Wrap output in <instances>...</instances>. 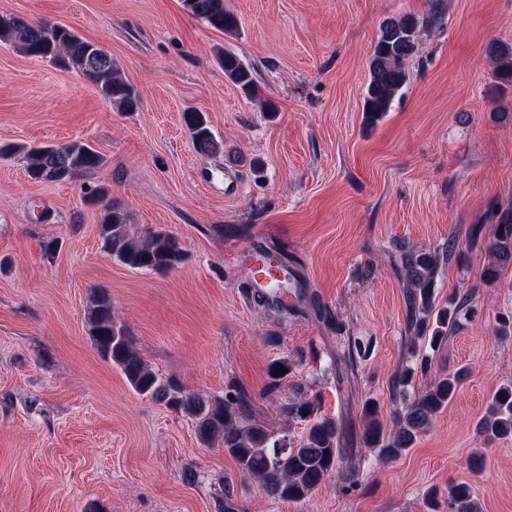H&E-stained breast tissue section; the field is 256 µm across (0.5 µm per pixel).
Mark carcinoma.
Wrapping results in <instances>:
<instances>
[{"instance_id":"1","label":"carcinoma","mask_w":512,"mask_h":512,"mask_svg":"<svg viewBox=\"0 0 512 512\" xmlns=\"http://www.w3.org/2000/svg\"><path fill=\"white\" fill-rule=\"evenodd\" d=\"M183 9L211 28L232 34L238 30L237 16L226 7V0H182ZM434 13L428 17L405 15L382 23L369 65V78L363 92L364 124L373 126L390 111L395 97L409 82L406 62L417 47L420 30L440 22ZM0 46L13 47L52 65L72 70L93 84L100 97L119 112H135L140 98L122 76L112 54L87 41L68 28L34 22L16 15L0 14ZM496 78L512 83V47H489ZM217 63L226 80L253 99L257 87L253 71L229 49L217 54ZM195 150L204 156L224 152V140L217 137L207 117L196 110L182 114ZM0 158H17L27 175L44 183L74 181L101 168L105 159L94 145L71 140L59 145L34 147L24 143L0 144ZM89 201L101 204L98 233L101 245L113 261L133 270L161 271L177 268L185 252L176 236L159 228L133 223L121 200L104 187L89 190ZM495 223L489 244L490 260L483 270L487 284L497 281L501 265L512 261V207L491 211ZM453 249H407L396 260V270L405 288L409 313L404 348L414 357L420 346L440 347L471 304L469 296L438 297V279L444 272ZM85 321L88 334L102 359L117 368L129 386L139 395L162 402L192 419L199 441L206 446L224 448L242 472L259 481L266 493L278 500L302 503L337 471L342 459L341 435L335 420L320 413L319 400L300 397L280 406L285 421L304 423L300 446L290 448L285 436L266 424L248 417L245 397L233 386L224 398L215 399L199 391H188L159 375L135 347L127 326L112 315V300L106 290L89 291ZM285 372L275 375L277 366ZM293 363L283 356L273 360L267 370L266 392L285 383ZM468 371L460 368L436 379L413 399L403 401L394 410L389 424L377 418L374 401L363 405L366 418L361 442L376 450L385 461H394L427 429L434 417L452 401ZM478 434L486 441L512 436V383L500 386L492 396L479 422ZM448 512H478L472 487L466 482L448 487Z\"/></svg>"}]
</instances>
